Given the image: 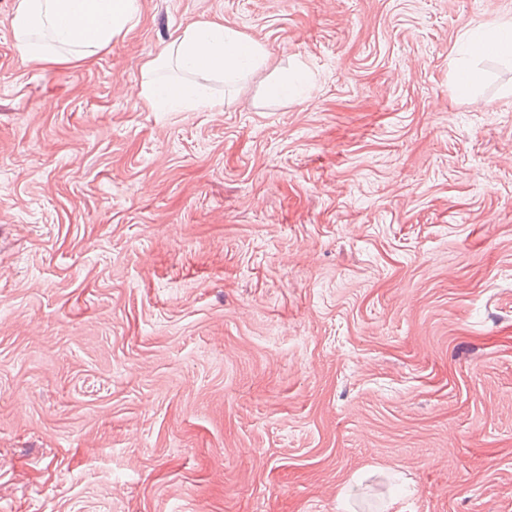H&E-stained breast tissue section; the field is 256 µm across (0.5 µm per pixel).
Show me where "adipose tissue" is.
Instances as JSON below:
<instances>
[{
  "instance_id": "1",
  "label": "adipose tissue",
  "mask_w": 512,
  "mask_h": 512,
  "mask_svg": "<svg viewBox=\"0 0 512 512\" xmlns=\"http://www.w3.org/2000/svg\"><path fill=\"white\" fill-rule=\"evenodd\" d=\"M139 0H19L12 20L16 45L27 60L41 65L85 62L116 36L138 23ZM460 50L473 57L512 60V19L466 29ZM268 62L265 48L242 32L211 22L185 28L167 49L149 60L139 95L152 109L175 112L220 108L204 86L157 79L173 68L205 73L239 85Z\"/></svg>"
}]
</instances>
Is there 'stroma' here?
Returning <instances> with one entry per match:
<instances>
[{
  "label": "stroma",
  "instance_id": "35a3bbf8",
  "mask_svg": "<svg viewBox=\"0 0 512 512\" xmlns=\"http://www.w3.org/2000/svg\"><path fill=\"white\" fill-rule=\"evenodd\" d=\"M0 0V512H512V0H139L36 66ZM216 21L270 65L156 112ZM300 73L270 97L272 69ZM460 51L472 57L492 56L512 60V19H504L492 27L479 25L466 29L460 36ZM139 95L153 110L175 112L199 107L214 110L223 102L212 97L202 85L149 78L141 84Z\"/></svg>",
  "mask_w": 512,
  "mask_h": 512
}]
</instances>
